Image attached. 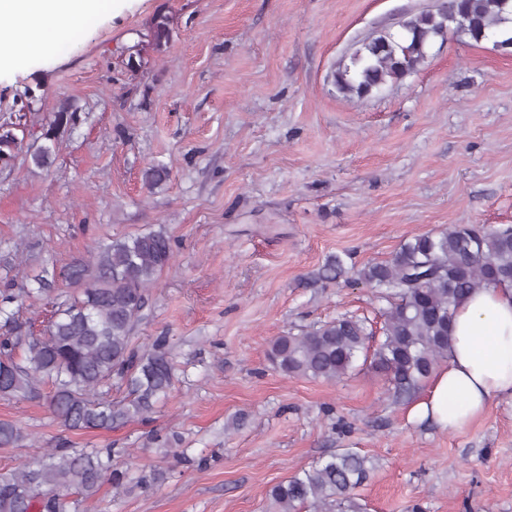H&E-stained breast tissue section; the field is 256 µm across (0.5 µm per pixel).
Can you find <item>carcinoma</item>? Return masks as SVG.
Masks as SVG:
<instances>
[{
  "label": "carcinoma",
  "instance_id": "1",
  "mask_svg": "<svg viewBox=\"0 0 512 512\" xmlns=\"http://www.w3.org/2000/svg\"><path fill=\"white\" fill-rule=\"evenodd\" d=\"M465 15L464 36L480 42L494 37L512 39V0H444L434 11L404 20L400 30L382 31L359 45L350 63L334 73L336 88L360 97L416 71L437 39H445L453 19ZM171 39L168 18L158 15L152 27L153 49ZM27 115L0 124V158L14 159L26 138V159L37 168L49 167L62 131L75 126L79 109L64 100L48 125L38 131ZM171 170L151 164L144 180L156 187L170 179ZM171 238L163 229L117 238L98 245L89 260L76 259L64 272L79 287L73 297L57 304L48 336L33 335L30 327L3 304L23 297L25 289H0V397L37 401L43 386H53L49 405L54 417L70 430L110 431L144 421L171 389L174 367L166 339L139 353L133 333L146 316L150 289L173 262ZM347 273L339 255H330L314 282H333ZM358 280L392 299L383 310L380 336L366 321L343 317L274 338L268 361L292 377L336 381L355 369L359 354L385 377L387 391L397 402L411 399L438 363L448 358L453 310L467 294L489 285L512 286V226L454 225L439 233L405 240L383 262L368 263ZM125 388L112 401V384ZM30 440L17 421L0 419V448H16ZM113 448L74 452L43 448L38 462L23 460L0 473V512H80L103 483L120 491L129 471L112 466ZM370 476L367 459L340 448L328 460L273 486L269 497L280 512H364L353 491Z\"/></svg>",
  "mask_w": 512,
  "mask_h": 512
}]
</instances>
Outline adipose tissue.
<instances>
[{
	"instance_id": "ef3b65f1",
	"label": "adipose tissue",
	"mask_w": 512,
	"mask_h": 512,
	"mask_svg": "<svg viewBox=\"0 0 512 512\" xmlns=\"http://www.w3.org/2000/svg\"><path fill=\"white\" fill-rule=\"evenodd\" d=\"M112 0H0V64L56 50L73 28L91 27ZM512 398V288L486 287L456 306L447 364L436 371L410 416L454 432L489 404Z\"/></svg>"
}]
</instances>
